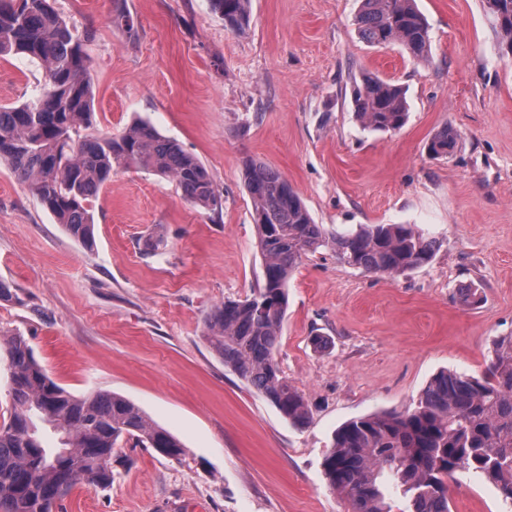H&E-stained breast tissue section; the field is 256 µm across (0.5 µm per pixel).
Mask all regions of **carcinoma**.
Segmentation results:
<instances>
[{"label": "carcinoma", "instance_id": "cac0c4a2", "mask_svg": "<svg viewBox=\"0 0 512 512\" xmlns=\"http://www.w3.org/2000/svg\"><path fill=\"white\" fill-rule=\"evenodd\" d=\"M224 27L245 32L251 0H208ZM357 22L374 46H401L423 61L429 26L415 0H361ZM501 44L512 51V0H485ZM112 23L132 34L126 0H112ZM91 32L71 26L50 0H0V58L24 54L44 69V82L24 102L0 106V161L41 199L56 222L83 245H93L90 203L131 166L176 182L187 202L217 212L220 192L204 165L147 121L117 134L90 133L93 87L85 43ZM359 124L397 132L408 120L403 87L366 73L351 92ZM458 135L443 127L427 145L433 158L452 153ZM242 178L262 256V278L243 299H227L205 319L204 337L224 366L250 383L295 426L308 420L304 396L282 375L276 360L288 309V280L302 256L329 250L367 273L398 276L429 263L434 241L407 224H369L350 235L315 223L288 180L266 163L247 158ZM3 357L11 371L13 412L0 428V512H53L79 484L112 485L116 449L132 442L171 459L184 455L172 433L116 393L77 397L55 383L20 332L9 335ZM61 425L56 443L43 430ZM491 483L512 501V335L499 336L479 376L436 373L417 404L379 412L340 426L324 459L330 490L347 512H452L448 478L457 466Z\"/></svg>", "mask_w": 512, "mask_h": 512}]
</instances>
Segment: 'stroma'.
I'll list each match as a JSON object with an SVG mask.
<instances>
[{"mask_svg": "<svg viewBox=\"0 0 512 512\" xmlns=\"http://www.w3.org/2000/svg\"><path fill=\"white\" fill-rule=\"evenodd\" d=\"M126 3L132 38L112 23L111 0L54 3L93 33L95 126L150 122L204 164L223 206L192 207L175 181L121 169L92 201L88 248L0 163V280L16 294L0 301V330L23 333L70 393L120 394L185 447L178 460L119 449L112 485L77 486L67 501L73 512H344L324 476L334 431L414 406L440 369L481 374L493 339L512 334V54L484 0H416L426 62L362 40L361 0H252L243 34L208 0ZM368 72L405 89L400 131L356 122L350 80ZM42 81L39 63L0 59V105ZM445 126L457 145L431 158L426 143ZM246 158L278 170L327 231L408 224L436 242L427 265L394 278L329 251L303 256L277 353L308 401L301 428L203 337L208 312L261 276ZM148 237L161 241L149 254ZM467 287L478 305L460 301ZM449 486L452 512H512L475 473Z\"/></svg>", "mask_w": 512, "mask_h": 512, "instance_id": "35a3bbf8", "label": "stroma"}]
</instances>
